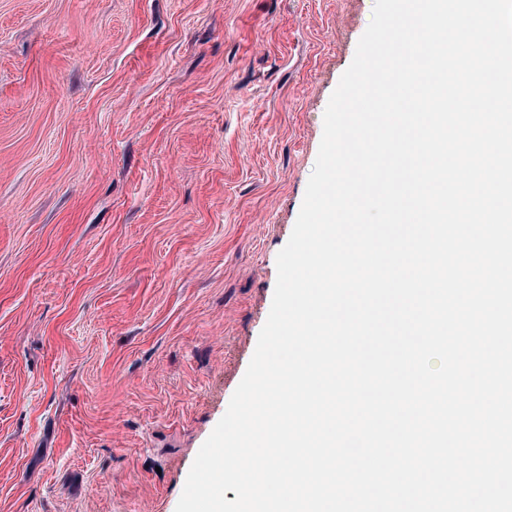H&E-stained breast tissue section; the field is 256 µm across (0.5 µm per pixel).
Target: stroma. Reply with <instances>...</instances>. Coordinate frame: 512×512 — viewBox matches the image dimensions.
Listing matches in <instances>:
<instances>
[{"mask_svg": "<svg viewBox=\"0 0 512 512\" xmlns=\"http://www.w3.org/2000/svg\"><path fill=\"white\" fill-rule=\"evenodd\" d=\"M375 0H0V512H176Z\"/></svg>", "mask_w": 512, "mask_h": 512, "instance_id": "obj_1", "label": "stroma"}]
</instances>
